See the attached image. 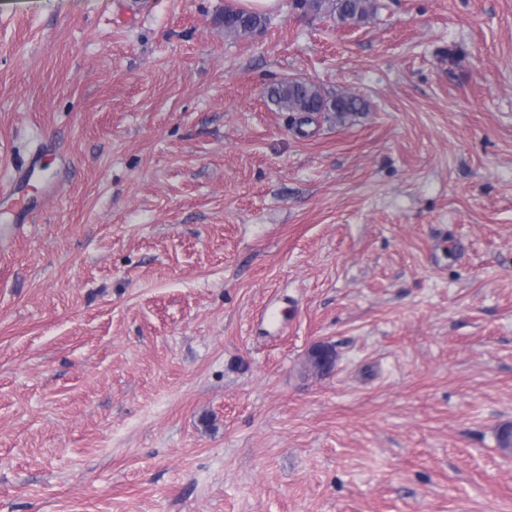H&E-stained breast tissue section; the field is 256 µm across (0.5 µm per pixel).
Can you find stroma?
Masks as SVG:
<instances>
[{
    "mask_svg": "<svg viewBox=\"0 0 512 512\" xmlns=\"http://www.w3.org/2000/svg\"><path fill=\"white\" fill-rule=\"evenodd\" d=\"M227 2L0 0V512H512V0ZM306 12L320 14L328 11L342 23H365L376 11L374 0H299ZM266 17L257 13L224 6L221 22L224 32L235 36H249L264 28ZM268 100L282 112L296 113L299 123L310 120V115L320 112H334L336 119L367 112V103L349 93H326L315 83L305 79L283 80L267 89Z\"/></svg>",
    "mask_w": 512,
    "mask_h": 512,
    "instance_id": "obj_1",
    "label": "stroma"
}]
</instances>
